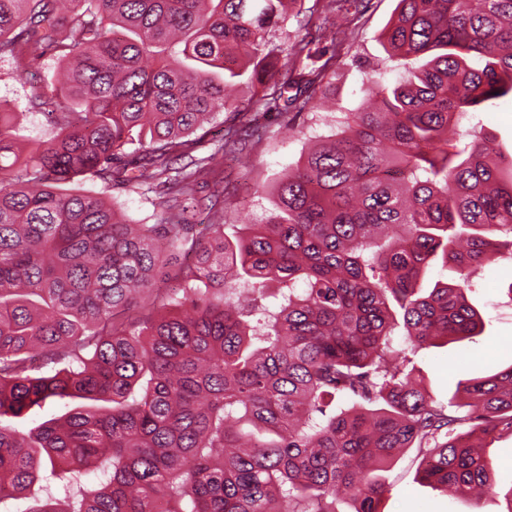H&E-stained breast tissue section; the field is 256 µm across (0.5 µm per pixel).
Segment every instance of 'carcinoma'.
Returning <instances> with one entry per match:
<instances>
[{"mask_svg": "<svg viewBox=\"0 0 512 512\" xmlns=\"http://www.w3.org/2000/svg\"><path fill=\"white\" fill-rule=\"evenodd\" d=\"M315 2L340 34L370 0ZM287 4L0 0V57L52 51L61 70L33 96L51 136L20 145L0 108V512H336L340 490L380 512L408 448L447 494L492 489L458 428L512 434V364L451 413L392 337L474 336L473 277L512 260L489 238L512 232V155L460 126L512 98V0H398L385 46L407 80H368L375 102L284 170L265 219L200 235L176 202L249 147L228 127L200 155L204 123L234 112L259 139L250 112L323 106L343 42L274 44ZM249 65L243 105L229 88ZM84 177L166 186L164 223H125ZM439 256L458 282L426 291ZM52 401L65 412L25 427Z\"/></svg>", "mask_w": 512, "mask_h": 512, "instance_id": "1", "label": "carcinoma"}]
</instances>
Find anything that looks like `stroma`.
<instances>
[{
    "instance_id": "obj_1",
    "label": "stroma",
    "mask_w": 512,
    "mask_h": 512,
    "mask_svg": "<svg viewBox=\"0 0 512 512\" xmlns=\"http://www.w3.org/2000/svg\"><path fill=\"white\" fill-rule=\"evenodd\" d=\"M397 0H371L369 11L358 21L344 42V63L329 80L328 92L334 112H303L295 121V133H288L282 121L272 115L259 116L265 128L262 139L237 157H225L224 175L229 191L224 195V222L227 233L240 225L259 220L272 207V186L279 174L300 161L314 137L335 126L338 113L355 112L364 105L368 78L390 88L407 76L402 60L384 50V32L394 14ZM33 75L22 79L12 60L0 59V107L18 113L23 139L50 136L54 125L43 110L32 103L34 92L56 72L54 57L47 56L33 66ZM112 198L135 224L159 223L163 208L155 193L147 189H115ZM481 313L484 326L479 336L457 343L425 345L416 349L413 360L433 395L442 402L460 401L458 382L487 376L512 364V262L485 266L468 295ZM495 464L494 488L480 496L457 499L419 480L420 457L415 449L402 451L382 471L386 492L381 512H505V494L512 488V434L477 441Z\"/></svg>"
}]
</instances>
